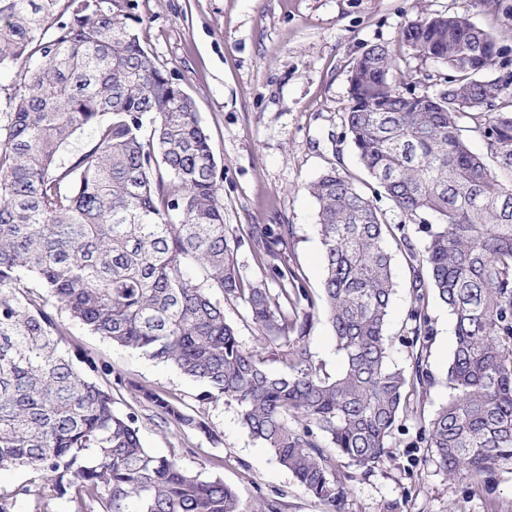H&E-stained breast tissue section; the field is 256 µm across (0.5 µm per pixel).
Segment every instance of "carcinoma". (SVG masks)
Wrapping results in <instances>:
<instances>
[{
    "instance_id": "cac0c4a2",
    "label": "carcinoma",
    "mask_w": 512,
    "mask_h": 512,
    "mask_svg": "<svg viewBox=\"0 0 512 512\" xmlns=\"http://www.w3.org/2000/svg\"><path fill=\"white\" fill-rule=\"evenodd\" d=\"M132 0H0V470L30 483L0 494V512L45 485L74 512H245L239 490L145 448L135 413L114 407L112 368L59 348L53 309L198 382L199 401L237 408L248 433L325 506L344 512L353 472L400 444L401 417L433 375L421 353L394 365L386 335L396 281L394 236L348 173L309 185L318 203L323 314L342 367L307 343L313 291L288 263L290 224H252L250 248L279 283L244 275L243 238L224 223V173L185 92L140 36ZM495 34L462 15L418 16L400 42L452 71L436 94L404 92L391 51L351 72L347 134L368 176L417 224L400 237L415 299L413 341L431 335L429 292L454 320L451 397L412 446L452 479L491 494L512 468V77L488 75ZM93 133L68 161L73 135ZM480 137L471 151L463 131ZM243 304L258 330L242 343L224 315ZM282 370L272 372L267 361ZM161 423L214 430L159 392L128 384Z\"/></svg>"
}]
</instances>
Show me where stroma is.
<instances>
[{"label": "stroma", "mask_w": 512, "mask_h": 512, "mask_svg": "<svg viewBox=\"0 0 512 512\" xmlns=\"http://www.w3.org/2000/svg\"><path fill=\"white\" fill-rule=\"evenodd\" d=\"M486 11L474 0H135L143 40L160 68L190 97L224 172V222L247 234L253 224H289L287 253L301 280L319 291L324 277L317 203L308 186L328 169L367 183L344 126L354 61L374 45L387 46L399 69L415 77L418 93H435L451 72L399 40L417 16L467 14L499 36L492 75L512 72V35L505 9ZM397 283L387 334L393 360L411 365L404 340L412 324L413 295L407 258L389 242ZM432 338L425 343L434 382L403 416L410 434L421 418L449 399L446 373L455 346L448 309L427 299ZM63 351L84 352L113 373L154 389L215 430L216 439L163 426L151 408L125 388L112 391L118 411L136 413L145 448L174 459L206 479L236 487L246 512L269 504L273 512H324L271 451L242 427L235 406L198 400L200 385L175 366L65 322ZM346 512H512V469H502L493 497L476 486L448 480L424 448L400 446L370 472L358 475Z\"/></svg>", "instance_id": "1"}]
</instances>
